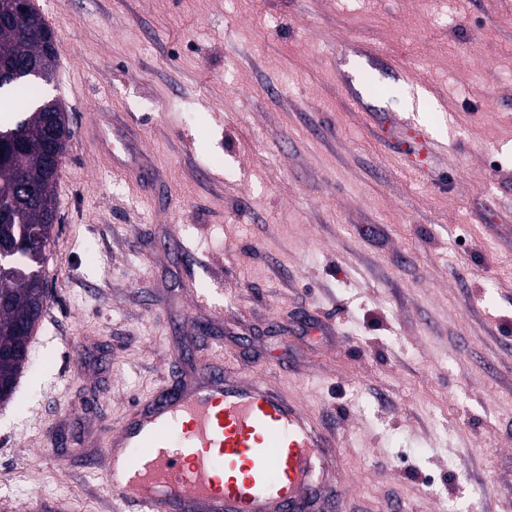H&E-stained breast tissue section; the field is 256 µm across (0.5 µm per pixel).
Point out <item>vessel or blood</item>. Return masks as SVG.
<instances>
[{
  "label": "vessel or blood",
  "instance_id": "vessel-or-blood-1",
  "mask_svg": "<svg viewBox=\"0 0 512 512\" xmlns=\"http://www.w3.org/2000/svg\"><path fill=\"white\" fill-rule=\"evenodd\" d=\"M335 445L268 379L207 365L104 428L98 459L137 512H304L336 496Z\"/></svg>",
  "mask_w": 512,
  "mask_h": 512
}]
</instances>
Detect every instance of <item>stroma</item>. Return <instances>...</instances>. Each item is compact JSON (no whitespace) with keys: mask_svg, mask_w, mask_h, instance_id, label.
Segmentation results:
<instances>
[{"mask_svg":"<svg viewBox=\"0 0 512 512\" xmlns=\"http://www.w3.org/2000/svg\"><path fill=\"white\" fill-rule=\"evenodd\" d=\"M33 2L73 136L0 512H136L102 428L209 363L335 434L344 512H512V0Z\"/></svg>","mask_w":512,"mask_h":512,"instance_id":"obj_1","label":"stroma"}]
</instances>
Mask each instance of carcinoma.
Segmentation results:
<instances>
[{"instance_id":"cac0c4a2","label":"carcinoma","mask_w":512,"mask_h":512,"mask_svg":"<svg viewBox=\"0 0 512 512\" xmlns=\"http://www.w3.org/2000/svg\"><path fill=\"white\" fill-rule=\"evenodd\" d=\"M50 26L33 6L4 24L0 23V61L16 64L39 62L53 70L57 54L47 52ZM0 91L17 105L25 106L35 97L28 78L0 80ZM67 125L60 102L45 100L36 111L13 124L0 126V188L13 192L14 207L9 223L0 228V245L13 249L7 257L11 271L0 274V351L25 349L30 332L41 319L47 303L43 265L46 256L38 241L52 236L57 216V181L62 160L47 154L48 133ZM30 360L0 357V404L16 391L17 379Z\"/></svg>"}]
</instances>
